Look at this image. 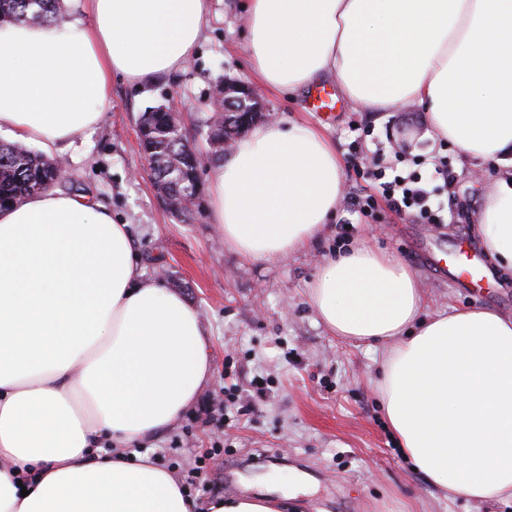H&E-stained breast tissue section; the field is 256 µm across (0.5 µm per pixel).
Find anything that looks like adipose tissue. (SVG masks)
I'll list each match as a JSON object with an SVG mask.
<instances>
[{
    "label": "adipose tissue",
    "mask_w": 512,
    "mask_h": 512,
    "mask_svg": "<svg viewBox=\"0 0 512 512\" xmlns=\"http://www.w3.org/2000/svg\"><path fill=\"white\" fill-rule=\"evenodd\" d=\"M208 0H85L59 26L0 24V133L61 150L101 122L113 76L183 69ZM259 86L329 76L365 112L411 103L497 172L479 217L512 270V0H244ZM344 162L318 128L261 123L212 169V221L252 261L310 246L336 218ZM310 303L335 336L388 342L377 388L401 452L449 498L512 499V314L427 317L415 272L362 245L327 259ZM211 372L196 308L145 277L127 225L49 190L0 208V512H197L139 444Z\"/></svg>",
    "instance_id": "ef3b65f1"
}]
</instances>
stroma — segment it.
I'll return each instance as SVG.
<instances>
[{
	"label": "stroma",
	"instance_id": "35a3bbf8",
	"mask_svg": "<svg viewBox=\"0 0 512 512\" xmlns=\"http://www.w3.org/2000/svg\"><path fill=\"white\" fill-rule=\"evenodd\" d=\"M226 78L250 84L254 73L241 10L211 0L187 67L145 88L113 76L101 124L56 155L72 194L90 196L128 225L146 277L163 279L195 307L208 334L209 384L172 428L147 443V452L181 479L206 458L201 479L207 489L194 494L202 507L216 497L256 492L268 476L289 474L298 479L290 512H512L504 502L490 508L448 499L414 472L385 426L375 388L384 345L331 335L309 301L324 258L337 250L339 225L349 222L354 229L348 246L365 241L394 251L413 269L425 314L453 308L512 314L511 272L494 268L484 287L463 288L449 266L430 263L440 253L482 251L475 215L492 186V170L462 162L450 143L429 135L416 106L363 112L342 97L334 111L319 112L310 91L292 100L261 91L275 120L322 128L350 175L367 159L400 172L414 162L427 177L443 156L454 181L436 185L446 223L424 224L383 202L366 219L351 212L347 192L372 184L350 178L335 223L310 248L275 262L246 260L211 223L209 194H202L190 219L169 211L145 173L138 136L144 112L158 106L177 112L183 133L203 156L200 177L208 179L215 162L204 121L218 82ZM257 379L267 389L260 400L253 396ZM217 400L227 403L229 415L219 428L208 413Z\"/></svg>",
	"mask_w": 512,
	"mask_h": 512
}]
</instances>
